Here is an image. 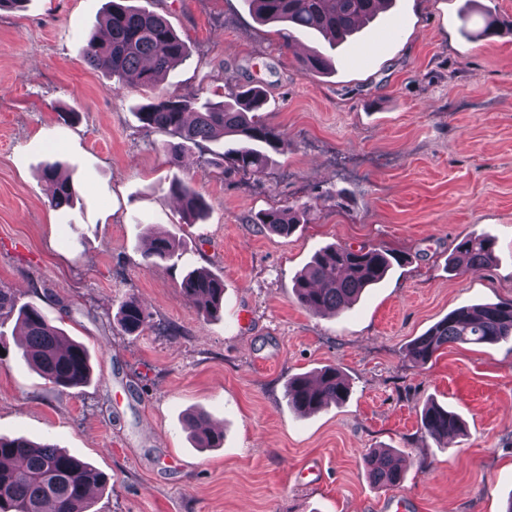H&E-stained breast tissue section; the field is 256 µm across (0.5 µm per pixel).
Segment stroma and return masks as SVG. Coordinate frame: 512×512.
<instances>
[{"instance_id": "stroma-1", "label": "stroma", "mask_w": 512, "mask_h": 512, "mask_svg": "<svg viewBox=\"0 0 512 512\" xmlns=\"http://www.w3.org/2000/svg\"><path fill=\"white\" fill-rule=\"evenodd\" d=\"M164 15L190 48L151 89L90 67L79 35L108 0H28L0 11V288L33 304L91 354L93 377L63 390L19 358L15 316H0V435L56 445L106 479L95 512H504L512 500V343L457 345L428 364L406 347L458 307L512 300V0H394L335 51L334 74L301 70L245 0H135ZM386 33L382 51L362 57ZM264 87L263 119L288 135L266 168L224 174L223 144L172 165L169 137L140 107L175 94L220 101ZM57 155L78 198L49 204L44 162ZM208 204L184 223L173 178ZM308 204L288 236L250 223ZM169 230L181 258L145 266L147 225ZM496 240L489 266L451 272L470 233ZM376 244L405 254L336 315L293 295L321 249ZM224 280V311L206 319L180 293L187 271ZM151 313L123 332L129 297ZM339 368L343 403L289 409V376ZM465 435L441 448L420 428L427 402ZM207 412L224 433L195 447L184 424ZM400 453L403 482L368 478L369 450Z\"/></svg>"}]
</instances>
